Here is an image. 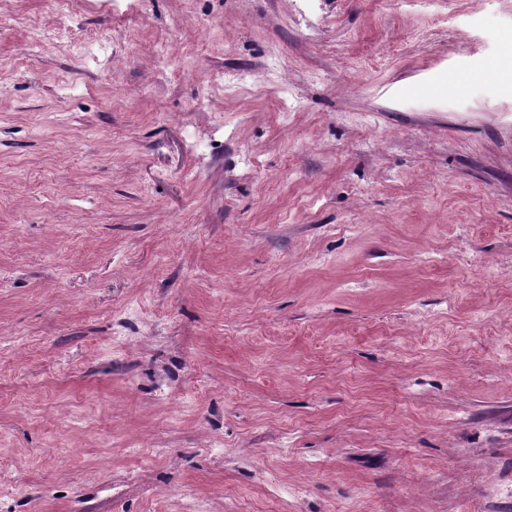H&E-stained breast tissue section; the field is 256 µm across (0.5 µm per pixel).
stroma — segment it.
Segmentation results:
<instances>
[{
  "label": "stroma",
  "mask_w": 512,
  "mask_h": 512,
  "mask_svg": "<svg viewBox=\"0 0 512 512\" xmlns=\"http://www.w3.org/2000/svg\"><path fill=\"white\" fill-rule=\"evenodd\" d=\"M510 484L512 0H0V512Z\"/></svg>",
  "instance_id": "1"
}]
</instances>
